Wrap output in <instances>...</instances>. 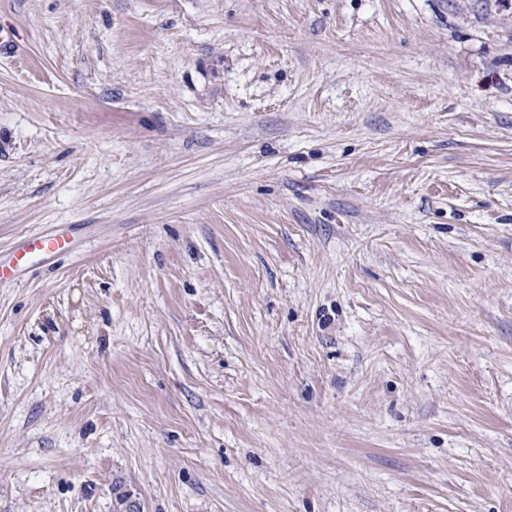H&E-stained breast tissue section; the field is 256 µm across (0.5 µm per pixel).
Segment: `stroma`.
I'll return each mask as SVG.
<instances>
[{"label":"stroma","instance_id":"35a3bbf8","mask_svg":"<svg viewBox=\"0 0 512 512\" xmlns=\"http://www.w3.org/2000/svg\"><path fill=\"white\" fill-rule=\"evenodd\" d=\"M0 34V512H512V0Z\"/></svg>","mask_w":512,"mask_h":512}]
</instances>
